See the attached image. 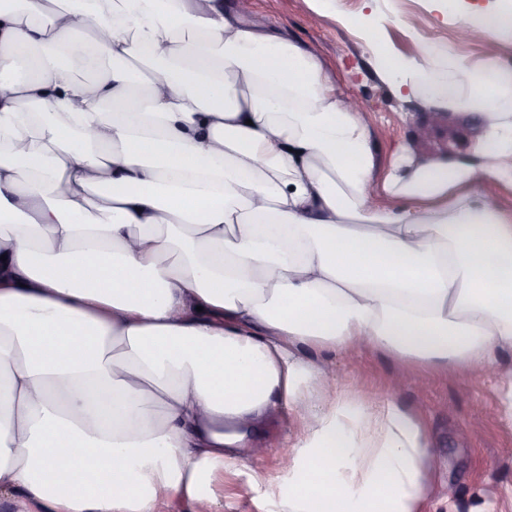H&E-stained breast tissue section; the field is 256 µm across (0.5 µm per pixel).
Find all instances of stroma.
Masks as SVG:
<instances>
[{
	"label": "stroma",
	"mask_w": 512,
	"mask_h": 512,
	"mask_svg": "<svg viewBox=\"0 0 512 512\" xmlns=\"http://www.w3.org/2000/svg\"><path fill=\"white\" fill-rule=\"evenodd\" d=\"M253 13L283 36L318 54L337 77L345 96L362 100L363 114L375 137L377 173L408 157L421 162L474 152L484 140L483 113L443 104H424L397 95L380 77L386 55L417 58L420 41L448 63V81L471 91L488 64L512 72V39L465 41L459 36L460 12L443 0H252ZM380 29L377 49L366 35ZM433 129L419 139L424 124ZM334 373L347 388L370 403L392 390L405 375L401 401L424 417L435 453V478L421 512H512V423L500 414L503 390L512 380V351L500 354L498 374L478 377L455 371H433L417 365L398 366L376 351L340 352ZM298 424L270 429L265 453L246 457L228 468L213 486L216 512H263L265 486L256 474L275 476L284 461L286 431Z\"/></svg>",
	"instance_id": "stroma-1"
}]
</instances>
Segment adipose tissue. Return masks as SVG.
Segmentation results:
<instances>
[{
	"mask_svg": "<svg viewBox=\"0 0 512 512\" xmlns=\"http://www.w3.org/2000/svg\"><path fill=\"white\" fill-rule=\"evenodd\" d=\"M383 75L486 111L475 155L377 179L317 54L217 0H0V499L211 512L293 417L276 512H419L421 413L329 369L512 350V218L485 200L512 188V76L467 93L427 54Z\"/></svg>",
	"mask_w": 512,
	"mask_h": 512,
	"instance_id": "ef3b65f1",
	"label": "adipose tissue"
}]
</instances>
